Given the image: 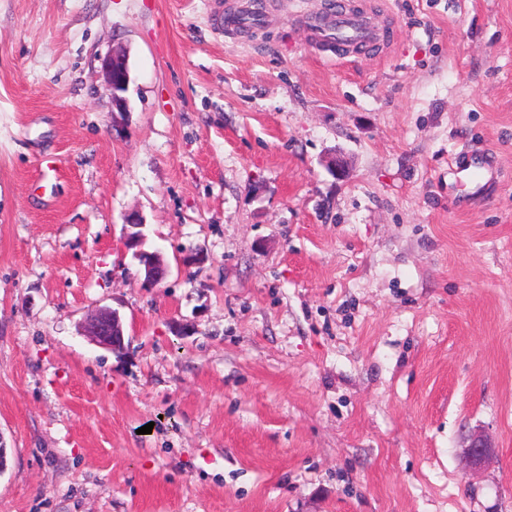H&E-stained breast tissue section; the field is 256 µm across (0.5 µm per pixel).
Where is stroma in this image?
I'll use <instances>...</instances> for the list:
<instances>
[{"instance_id": "stroma-1", "label": "stroma", "mask_w": 512, "mask_h": 512, "mask_svg": "<svg viewBox=\"0 0 512 512\" xmlns=\"http://www.w3.org/2000/svg\"><path fill=\"white\" fill-rule=\"evenodd\" d=\"M232 1L0 0V512H512V0ZM332 27L336 26L347 37L348 43L336 45L337 60H344L349 56V50L361 44H369L377 40L376 30L362 16L349 11H343L335 16L332 21ZM114 49L112 53L102 60V72L104 76V90L116 105L125 101L122 95L128 88L129 78L127 68ZM85 333L96 343L118 352L124 347V329L114 310H100L85 326ZM492 445L486 435L475 433L467 446L466 456L472 469H478L484 466L492 459Z\"/></svg>"}]
</instances>
